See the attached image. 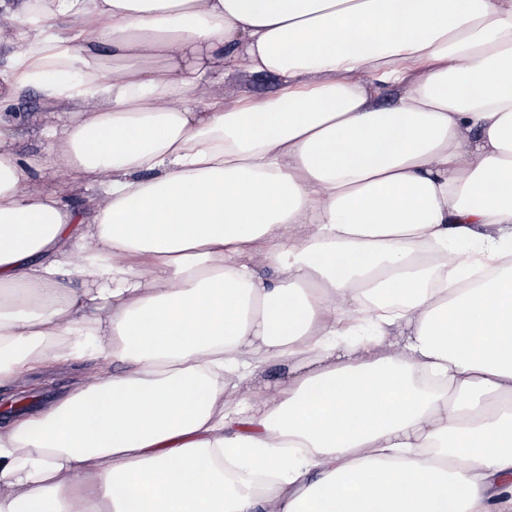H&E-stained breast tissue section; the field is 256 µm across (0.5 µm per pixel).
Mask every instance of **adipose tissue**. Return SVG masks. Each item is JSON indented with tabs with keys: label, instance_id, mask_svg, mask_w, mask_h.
<instances>
[{
	"label": "adipose tissue",
	"instance_id": "ef3b65f1",
	"mask_svg": "<svg viewBox=\"0 0 512 512\" xmlns=\"http://www.w3.org/2000/svg\"><path fill=\"white\" fill-rule=\"evenodd\" d=\"M2 40L99 193L0 137V383L120 370L0 426V512H512V0H0ZM241 69L282 96L195 109ZM28 183L47 192H56L65 204L80 207L90 194L99 193L98 188H90L69 182L59 163L51 162L44 175L32 176ZM287 367L284 365H270L263 367L258 376L259 385L264 392H272L287 380Z\"/></svg>",
	"mask_w": 512,
	"mask_h": 512
}]
</instances>
